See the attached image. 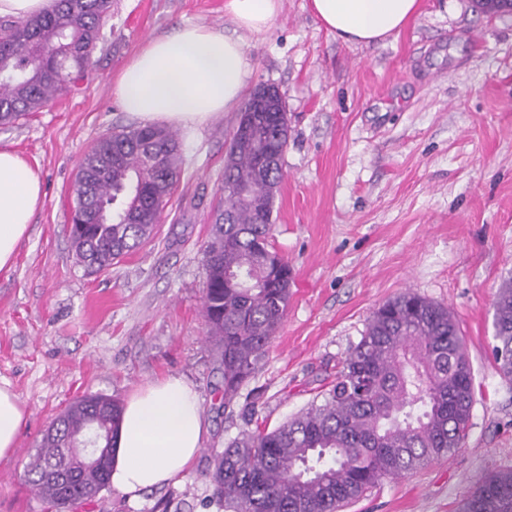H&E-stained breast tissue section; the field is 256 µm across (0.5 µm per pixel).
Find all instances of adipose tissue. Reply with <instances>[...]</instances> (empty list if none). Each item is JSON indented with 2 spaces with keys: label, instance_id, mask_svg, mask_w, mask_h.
Instances as JSON below:
<instances>
[{
  "label": "adipose tissue",
  "instance_id": "adipose-tissue-1",
  "mask_svg": "<svg viewBox=\"0 0 512 512\" xmlns=\"http://www.w3.org/2000/svg\"><path fill=\"white\" fill-rule=\"evenodd\" d=\"M320 24L347 44L397 37L420 0H310ZM280 0H224V12L248 31L267 29ZM251 65L240 38L199 24L150 39L126 63L113 87L125 112L146 124L200 127L241 98ZM44 193L39 172L0 149V274L14 266ZM27 418L9 382L0 383V459L11 456ZM207 426L194 385L169 377L137 388L127 399L115 439L110 483L129 497L183 476L201 451Z\"/></svg>",
  "mask_w": 512,
  "mask_h": 512
}]
</instances>
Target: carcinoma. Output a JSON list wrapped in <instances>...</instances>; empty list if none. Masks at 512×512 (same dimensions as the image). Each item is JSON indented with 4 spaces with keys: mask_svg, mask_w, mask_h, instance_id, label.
Wrapping results in <instances>:
<instances>
[{
    "mask_svg": "<svg viewBox=\"0 0 512 512\" xmlns=\"http://www.w3.org/2000/svg\"><path fill=\"white\" fill-rule=\"evenodd\" d=\"M112 0H56L48 13L0 19V125L40 112L93 64ZM285 112L256 119L249 146L231 138L224 208L202 248L201 311L229 404L284 321L292 272L268 249ZM177 133L125 127L98 138L74 180V206L106 220L70 230L77 262L96 273L150 239L180 180ZM248 189L244 199L235 190ZM500 370L512 375V281L493 302ZM473 405V370L450 309L406 290L378 307L324 400L268 430L243 431L214 457L213 503L222 512H341L385 477H400L462 445ZM123 404L85 394L57 416L27 464L31 491L55 512L77 503L104 472L58 468L66 439L90 426L114 448ZM460 512H512V470L477 483Z\"/></svg>",
    "mask_w": 512,
    "mask_h": 512,
    "instance_id": "1",
    "label": "carcinoma"
}]
</instances>
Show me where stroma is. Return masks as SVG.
Here are the masks:
<instances>
[{
    "mask_svg": "<svg viewBox=\"0 0 512 512\" xmlns=\"http://www.w3.org/2000/svg\"><path fill=\"white\" fill-rule=\"evenodd\" d=\"M240 34L249 89L279 88L288 117L269 235L293 282L286 317L230 404L205 341L202 245L223 201L240 111L179 129L183 175L149 242L86 274L69 237L70 189L85 150L136 125L112 86L152 37L185 23ZM0 149L41 175L44 204L0 274V381L28 415L0 460V512H47L26 465L77 397L118 399L180 376L208 425L187 475L133 502L115 489L69 512H218L214 455L246 429H272L322 402L372 312L405 290L450 308L474 373L460 448L381 480L342 512H459L489 473L512 469V376L496 360L493 302L512 279V15L472 0H422L397 39L348 45L281 0L271 27L237 32L224 0H113L95 65L43 111L0 128Z\"/></svg>",
    "mask_w": 512,
    "mask_h": 512,
    "instance_id": "1",
    "label": "stroma"
}]
</instances>
